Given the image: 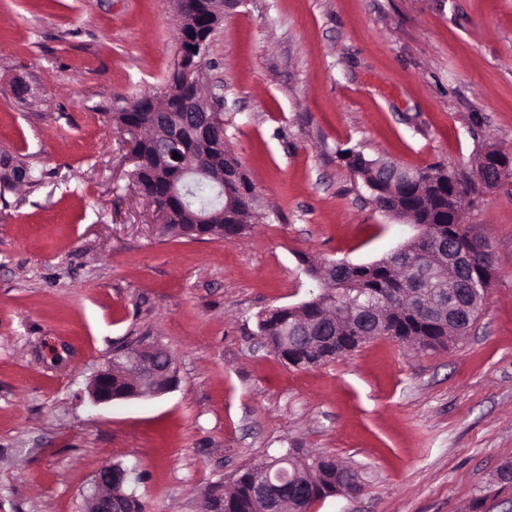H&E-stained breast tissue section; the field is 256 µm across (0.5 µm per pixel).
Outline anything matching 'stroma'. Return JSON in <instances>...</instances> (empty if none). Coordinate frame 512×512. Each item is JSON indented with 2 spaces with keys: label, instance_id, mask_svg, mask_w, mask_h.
Returning <instances> with one entry per match:
<instances>
[{
  "label": "stroma",
  "instance_id": "1",
  "mask_svg": "<svg viewBox=\"0 0 512 512\" xmlns=\"http://www.w3.org/2000/svg\"><path fill=\"white\" fill-rule=\"evenodd\" d=\"M174 0H0V512H79L104 466L146 512H205L216 483L289 448L363 491L310 512H512V174L466 201L494 278L462 339H373L305 368L263 346L264 311L310 297L302 257L367 264L417 233L373 205L344 150L471 174L512 152V0H240L203 84L261 203L232 239L163 234L113 115L161 94ZM168 351L169 393L92 405L128 348Z\"/></svg>",
  "mask_w": 512,
  "mask_h": 512
}]
</instances>
